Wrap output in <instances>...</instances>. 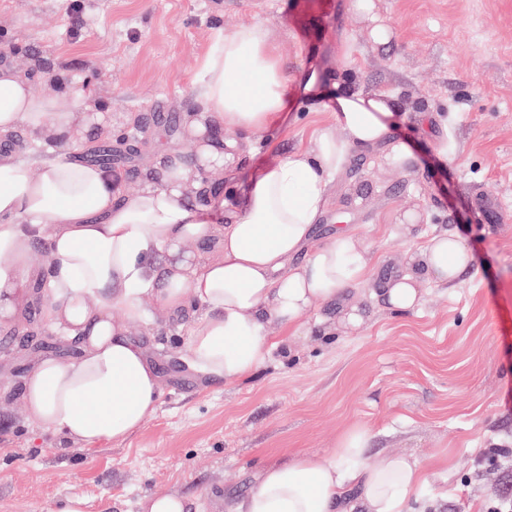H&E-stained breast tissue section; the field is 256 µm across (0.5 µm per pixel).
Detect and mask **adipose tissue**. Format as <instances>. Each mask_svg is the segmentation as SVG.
I'll return each mask as SVG.
<instances>
[{
  "label": "adipose tissue",
  "mask_w": 512,
  "mask_h": 512,
  "mask_svg": "<svg viewBox=\"0 0 512 512\" xmlns=\"http://www.w3.org/2000/svg\"><path fill=\"white\" fill-rule=\"evenodd\" d=\"M292 81L310 92L318 78L290 77L266 24L248 22L224 35L203 58L194 110L185 119L193 155H159L132 194L118 173L92 162L47 156L34 172L28 147L0 153V326L19 319L36 276L31 256L43 241L45 318L77 345L75 355L42 357L26 373L30 422L89 447L141 428L156 410L162 383L127 326L146 321L149 300L165 317L182 320L192 368L228 385L266 364L280 342L270 323L293 336L313 307L338 301L343 325L360 326L361 311L347 292L372 276L362 237L346 228L317 245L311 234L353 149L379 150L397 170L412 165L414 152L395 134L398 114L388 98L338 91L336 123L319 129L309 149L263 168L241 193L212 189V176L234 169L244 142L283 121ZM102 122L82 93L39 96L26 77L0 66L1 137L20 128L47 132L67 148ZM214 128L240 137H212ZM197 244L210 246L212 256L201 258ZM303 251L307 260L290 265ZM412 261L411 270L381 285L392 311L416 307L424 281L456 283L474 256L457 236L444 234ZM370 440L367 427L355 426L324 453L265 468L229 512H339L351 491L369 512H410L425 482L422 463L394 455L369 465Z\"/></svg>",
  "instance_id": "ef3b65f1"
}]
</instances>
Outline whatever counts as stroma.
I'll return each instance as SVG.
<instances>
[{"label": "stroma", "mask_w": 512, "mask_h": 512, "mask_svg": "<svg viewBox=\"0 0 512 512\" xmlns=\"http://www.w3.org/2000/svg\"><path fill=\"white\" fill-rule=\"evenodd\" d=\"M352 2L79 0L76 33L70 0H0V64L36 93L74 88L104 112L72 153L93 162L111 149L125 192L159 154H190L184 120L204 55L258 19L289 71L391 95L417 156L401 171L353 150L343 205L315 225L314 240L357 227L382 276L406 271L440 233L460 236L476 260L455 286L423 283L407 313L390 311L373 283L355 286L348 298L364 322L352 332L338 304H319L235 385L189 367L178 322L128 324L163 380L157 410L127 439L87 449L26 419L21 375L39 356L76 350L46 323L47 291L33 283L22 319L0 327V512H54L70 495L88 512H140L157 494L184 497L189 512H225L263 467L324 452L354 425L372 433L369 464L423 462L411 512H491L512 499V0H376L395 32L386 50ZM332 120L328 99H289L287 130L252 135L234 182L310 147ZM490 203L495 224L482 216ZM405 210L420 215L406 228L394 222Z\"/></svg>", "instance_id": "35a3bbf8"}]
</instances>
